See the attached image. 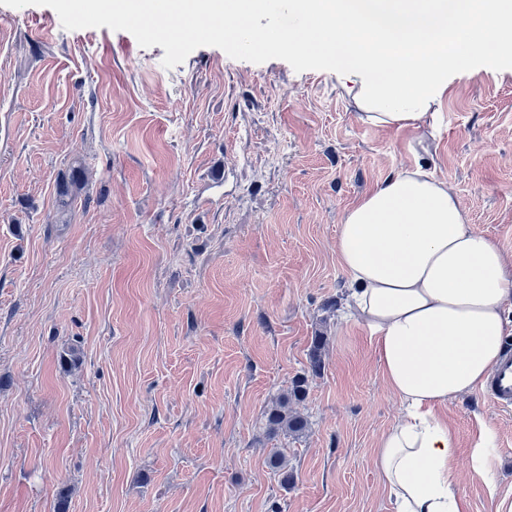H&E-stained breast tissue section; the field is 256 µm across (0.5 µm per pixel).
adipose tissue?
Masks as SVG:
<instances>
[{"mask_svg": "<svg viewBox=\"0 0 512 512\" xmlns=\"http://www.w3.org/2000/svg\"><path fill=\"white\" fill-rule=\"evenodd\" d=\"M302 26L264 33L350 82L361 122L419 130L450 73L512 70V0H283ZM272 0H174L176 12L249 20ZM336 255L348 318L365 328L385 384L406 410L374 467L395 512H464L455 437L441 407L475 392L512 332V261L477 234L429 166L400 168L345 211Z\"/></svg>", "mask_w": 512, "mask_h": 512, "instance_id": "ef3b65f1", "label": "adipose tissue"}]
</instances>
